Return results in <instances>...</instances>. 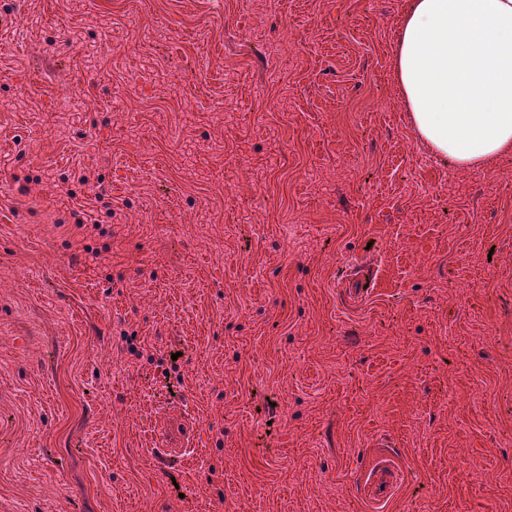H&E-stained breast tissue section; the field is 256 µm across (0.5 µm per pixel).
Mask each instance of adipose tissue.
I'll return each mask as SVG.
<instances>
[{"mask_svg":"<svg viewBox=\"0 0 512 512\" xmlns=\"http://www.w3.org/2000/svg\"><path fill=\"white\" fill-rule=\"evenodd\" d=\"M393 66L436 158L467 171L512 150V0H410Z\"/></svg>","mask_w":512,"mask_h":512,"instance_id":"obj_1","label":"adipose tissue"}]
</instances>
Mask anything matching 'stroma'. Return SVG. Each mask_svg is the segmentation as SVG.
<instances>
[{
    "label": "stroma",
    "instance_id": "35a3bbf8",
    "mask_svg": "<svg viewBox=\"0 0 512 512\" xmlns=\"http://www.w3.org/2000/svg\"><path fill=\"white\" fill-rule=\"evenodd\" d=\"M407 2L0 0V512H512V154L419 140ZM399 472L390 457L382 456L369 469L363 482V492L369 503L379 505L396 490Z\"/></svg>",
    "mask_w": 512,
    "mask_h": 512
}]
</instances>
